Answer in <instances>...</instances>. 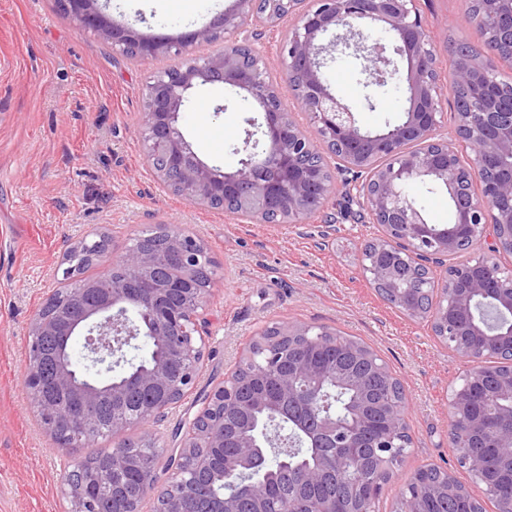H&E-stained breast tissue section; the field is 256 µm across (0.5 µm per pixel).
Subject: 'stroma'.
<instances>
[{
	"label": "stroma",
	"instance_id": "35a3bbf8",
	"mask_svg": "<svg viewBox=\"0 0 512 512\" xmlns=\"http://www.w3.org/2000/svg\"><path fill=\"white\" fill-rule=\"evenodd\" d=\"M470 0H417L427 35L441 47L439 72L453 69L449 41L477 46L466 15ZM231 0H166L161 13L108 6L112 18L154 35L208 23ZM172 58H129L80 30L55 0H0V512H70L65 475L83 456L45 429L24 385L29 324L64 281L68 250L94 235L109 238L95 277L131 240L158 224H176L206 245L215 275L196 338L204 357L193 387L147 428L164 456L178 455L189 421L223 385L253 338L271 323L304 324L361 339L405 389L412 444L384 485L380 512H391L406 479L428 464L449 469L486 503L481 485L457 463L449 440L448 400L471 368L426 321L385 302L362 273L361 248L381 229L346 196L353 174L333 169L323 206L298 224L246 222L166 189L141 139L143 91ZM331 87L362 125L383 127L401 114L396 83L365 84L352 56L328 59ZM250 108L221 84L199 87L182 118L186 138L208 164L238 167Z\"/></svg>",
	"mask_w": 512,
	"mask_h": 512
}]
</instances>
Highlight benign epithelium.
Instances as JSON below:
<instances>
[{"instance_id":"1","label":"benign epithelium","mask_w":512,"mask_h":512,"mask_svg":"<svg viewBox=\"0 0 512 512\" xmlns=\"http://www.w3.org/2000/svg\"><path fill=\"white\" fill-rule=\"evenodd\" d=\"M61 2L80 29L94 33L122 53L132 48L139 58L180 57L190 46L210 42L217 34L234 42L231 48L204 60L186 59L174 69L154 75L146 85V156L150 160L156 149H164L168 166L158 171L164 183L172 178L179 181L193 203L221 200L226 206L232 205L235 214L253 221L252 207L257 205L279 217L280 222L291 223L316 212L331 191L323 171L302 167L303 159L320 143L362 177L355 185L358 201L373 223L382 227V235L371 241L369 262L362 265L380 295L393 300L408 317L428 322L434 335L474 368L484 365L487 351L512 356V268L497 260L500 252L512 251V101L499 102L487 87L491 71L502 62L512 63V50L500 49L503 41L512 45V0H481V16L493 22L481 54L475 56L465 47L449 53L452 90L460 96L462 108L448 137L438 134L442 88L437 54L427 39L416 0H315L312 5L307 0H232L224 13L207 25L177 37L147 35L130 23L118 22L101 10L100 0ZM255 19L270 26L292 23L280 48L282 77L293 91L298 110L314 125L318 140L299 134L292 113L280 104H271L272 96L279 92L267 81L266 62L248 34L247 26ZM377 27L389 34L395 55L406 62V106L400 120L382 130L369 131L360 126L348 101L328 84L320 57L328 48L342 45L356 56L377 60L375 68L365 70L366 85L388 83L400 69L383 50V42L371 37ZM329 33L335 34V40L321 43ZM207 84L234 89L241 101L258 106L263 114L261 122L247 120L251 130L242 147L246 157L233 171L202 160L180 128L192 91ZM458 143L469 150V162L462 161ZM417 182L447 192L456 211L453 223L427 221L408 192ZM158 234L172 249L168 279L153 280V253L140 250L129 258L133 271L151 286L150 292L139 298L145 307L143 320L131 323L125 302L133 299L132 289L112 280L108 268L96 279L81 283L79 292L93 294L94 300L73 327L65 324L58 328L50 320L69 299L59 290L48 298L49 314L39 313L30 322L32 347L25 383L31 404L50 432L67 433L80 441L96 438L98 419L90 409L102 396L110 401L121 399L124 390L110 379L95 384L81 379L61 350L54 387L62 398L74 399L78 405L46 402L38 373L43 358L39 337L43 335H59L65 343L70 336L85 331V359L99 374L121 366L119 354L132 346V341L163 339L180 365L178 376H172L164 362L138 376L141 386L163 393L158 401L160 411L171 405V392H185L194 384L203 359V349L195 339L196 313L204 306L206 295L203 289L192 287L190 273L200 263L204 248L200 241L170 225L159 226ZM404 241L434 258L454 256L485 242L488 246L481 258L454 265L451 272L430 281L434 300L443 298L445 302L427 307L418 289L405 287L409 280L420 277L415 256L407 253L399 266L389 260L396 243ZM172 288H182L191 297V310L174 313L166 309ZM331 374L336 375L334 385L338 388H365V378L359 373H337L304 358L297 360L281 379L282 392L286 396L296 394L300 378L317 381L316 389L305 392L302 399L303 409L314 418L316 427H307L283 404L268 406L262 425H250L238 450L224 456L225 492L218 499L216 512H242L244 493L250 497V512H270L265 488L272 454L277 462L284 463L304 447H321L326 439L344 451L353 447L358 427L338 422L324 403L322 380ZM491 401L496 404L493 414L475 413L470 388L459 387L448 401L450 422L462 414L471 435L489 436L496 447L511 448L512 373L496 381ZM262 404V399L241 401L226 385L218 388L189 422L183 454L189 456L196 448L223 447L224 412ZM287 420L297 431L283 437L280 430ZM457 462L473 475L482 474L483 457L478 452L460 451ZM338 466L336 456L322 454L317 466L302 471L300 478L304 483H316L334 474ZM101 479L90 472L77 484L63 481L72 512L92 510L85 487ZM185 479V471L176 468L165 489L144 485L132 508H116L114 512H140L139 505L147 496L156 500V512H184L181 489Z\"/></svg>"}]
</instances>
